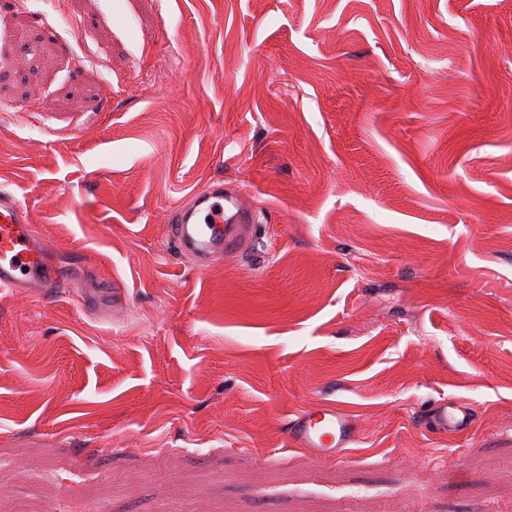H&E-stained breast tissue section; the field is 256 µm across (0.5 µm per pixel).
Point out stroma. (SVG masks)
<instances>
[{"mask_svg": "<svg viewBox=\"0 0 512 512\" xmlns=\"http://www.w3.org/2000/svg\"><path fill=\"white\" fill-rule=\"evenodd\" d=\"M0 188L66 273L0 291V512H512V0H0ZM256 216L242 190L223 181L197 192L173 216V237L181 252L204 265L224 253L246 249ZM473 412L471 404L450 399L435 403L427 414V420L440 432L448 435L463 434L473 425ZM357 438L353 417L334 406L309 407L291 421L288 429V441L292 445L311 448L324 459L338 458Z\"/></svg>", "mask_w": 512, "mask_h": 512, "instance_id": "35a3bbf8", "label": "stroma"}]
</instances>
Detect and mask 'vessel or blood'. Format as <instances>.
Here are the masks:
<instances>
[{
    "label": "vessel or blood",
    "mask_w": 512,
    "mask_h": 512,
    "mask_svg": "<svg viewBox=\"0 0 512 512\" xmlns=\"http://www.w3.org/2000/svg\"><path fill=\"white\" fill-rule=\"evenodd\" d=\"M255 221L241 189L220 181L176 210L172 231L180 251L205 264L246 249ZM62 283L61 273L48 258L44 237L31 224L25 207L12 192L0 189V289L47 292ZM427 420L438 431L462 434L473 425V408L464 401L445 400L431 407ZM357 438L353 417L333 406L303 410L288 429L292 445L313 449L327 459L338 458Z\"/></svg>",
    "instance_id": "1"
}]
</instances>
